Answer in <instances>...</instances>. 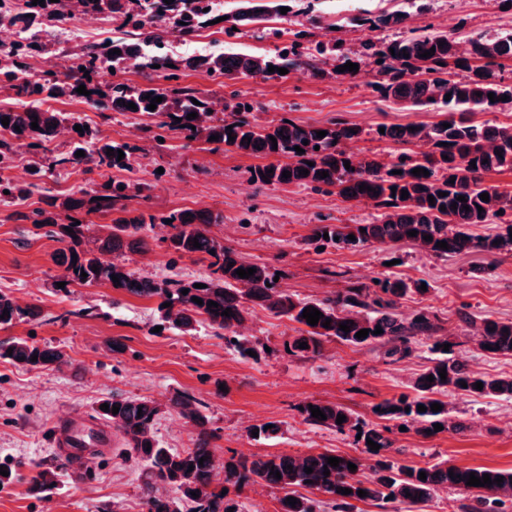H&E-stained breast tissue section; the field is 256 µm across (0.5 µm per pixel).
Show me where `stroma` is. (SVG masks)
<instances>
[{
	"mask_svg": "<svg viewBox=\"0 0 512 512\" xmlns=\"http://www.w3.org/2000/svg\"><path fill=\"white\" fill-rule=\"evenodd\" d=\"M288 13L272 14L234 34L223 25L201 29L198 41H210L245 53L273 55L300 41L340 38L348 51L367 41L390 42L425 25L462 38L478 32L512 30V10L498 0H288ZM408 11L406 24L373 29L370 17L383 11ZM180 85L203 92L213 101L230 103L232 93L251 101L249 121L257 126L287 118L307 124L336 120L358 127L353 151L360 154L399 152L378 139L382 124H431L444 117L443 108L406 107L382 98L366 77L314 79L302 73L288 79L243 77L226 82L206 72L184 71ZM47 108L79 117L112 139L138 137L141 119L112 113L75 98L47 101ZM141 141L142 153L121 179L145 184L133 207L161 216L174 210H210L224 217L209 234L250 262L278 272V286L296 299H322L359 285L374 288L386 277L404 280L408 292L396 303L405 318L421 310L435 315L437 337L411 340L408 356L396 359L381 344L354 346L324 343L320 354L290 353L286 345L298 336L287 318L254 308L242 332L262 352L260 360L240 356L224 346L207 324L184 333L163 326L159 298H143L107 286H73L58 290L60 268L51 260L56 239L32 224L16 220L17 207L0 203V291L37 317L0 329V341L33 338L35 343L64 349L69 363L62 369H29L0 359V463L9 464L11 482L0 487V512H144V466L116 436L111 454L60 474L54 488L29 490L39 466L56 458L53 443L58 423L77 415H95L101 399L120 395L163 405L157 436L163 447H192L197 431L170 405L177 394L194 397L218 459L253 454H304L330 451L360 458L362 479H373L372 456L352 431L339 432L306 423L298 408L319 400L346 407L371 426L385 421L374 405L409 392L411 380L431 365L435 338L447 339L451 357L479 375H512V356L482 351L458 320L465 311L475 318L512 319V254L491 256L468 251L446 257L427 255L413 244L368 245L355 250L318 248L308 241L318 224H367L377 213L368 200L347 201L333 192L303 186L262 185L251 172L260 158L215 149L181 134H170L165 148ZM99 175L94 169H68L43 177L40 190L24 201L23 210L41 207L44 194L65 197L89 189ZM166 233L155 225L147 233L150 249L130 253L133 270L155 278L192 281L208 277V260L173 258L160 242ZM426 291H419V284ZM121 352H114L113 343ZM452 416L468 430L425 438L414 429H393L391 456L422 466L442 459L462 467L512 470V399L476 397L460 391L444 397ZM276 422L277 434L259 438L252 427Z\"/></svg>",
	"mask_w": 512,
	"mask_h": 512,
	"instance_id": "stroma-1",
	"label": "stroma"
}]
</instances>
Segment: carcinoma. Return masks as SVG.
Here are the masks:
<instances>
[{
	"mask_svg": "<svg viewBox=\"0 0 512 512\" xmlns=\"http://www.w3.org/2000/svg\"><path fill=\"white\" fill-rule=\"evenodd\" d=\"M90 4L97 14H107L121 21V28H129L136 33V41L144 44L157 39L156 31L173 30L179 38H192L207 22L215 20V15L205 11L208 0H174L166 4L163 0H82ZM234 14L227 17L228 27L224 32H232V27H241L261 22L280 8L287 6L288 0H238ZM62 2L44 0V5H34L32 0L15 6L0 4V25H21L26 28L38 27L42 20L60 21ZM407 14L401 11L383 13L371 21L375 29L402 25ZM468 49L462 51L456 38L445 31H435L431 26L420 29V34L394 40L380 45L366 42L361 50L353 55L344 54L336 44L316 43L315 47L301 52L296 48L278 53L275 56L250 55L240 52H224L209 56L201 62L192 59L169 57L157 53L141 61L129 62L130 40L116 37L109 42L87 44L77 47L70 53L68 71L59 74L45 70L39 75L27 74V59L39 53L42 45L18 44L11 51L0 53V89L5 93H15L30 99V104L22 111L0 108V120L9 117V124H0V158L5 160L19 148L35 158L33 174L41 176L42 164L48 145L52 143L63 125L80 124L79 118L63 112L43 110L40 105L61 97L78 98L102 110L121 113H136L145 123L141 130L163 147V140L171 132H178L188 140L209 142L212 135L218 136L216 146L228 147L240 154L274 158V161L252 171L254 181L263 185H303L317 191L336 192L347 200L369 199L382 213L371 224H317L312 230L310 242L330 245L337 249H356L366 245H387L410 242L429 254L448 256L464 251H481L489 255L502 252L512 253V192L499 191L484 184V177L496 171L512 169V127L486 126L475 124L466 114L475 110L494 111L512 105V84L500 78L495 67L504 60L512 61V31L488 37L474 33L467 39ZM435 49L428 58L420 54ZM121 50V54L113 50ZM339 54L340 64L350 61L354 64L367 63L371 66V85L385 99L408 106L442 105L448 109V117L431 125L418 124L416 130L409 125L392 124L385 126L378 139L405 147L398 154H375L360 159L349 147V143L360 138L361 130L350 132V126L342 122L324 125L299 123L281 119L266 127H257L245 118L250 102L240 99L225 105L228 115L216 120L211 110L212 101L200 92L179 86L160 87L148 80L139 86H123L121 82H111L102 89L91 80L101 64L107 62L114 69L130 66L148 69L166 81L176 80L180 72L192 69L203 70L211 76L226 80H236L241 76L275 78L279 72H268L269 66L285 68L288 72H303L313 78H325L330 72L324 68L327 56ZM467 72V76L456 78V69ZM89 76H84V72ZM84 85L90 95H80L76 89ZM481 96H476V93ZM494 94L497 101H490L488 94ZM450 99H445V96ZM509 99L502 101L500 97ZM161 96L162 102L156 109H148L150 99ZM198 104H193V101ZM134 103L137 110L127 107ZM190 113L195 119H187ZM38 121L39 129L31 128V122ZM450 127L445 128L443 124ZM20 130H15V127ZM232 130H226V127ZM326 132L325 137H317V132ZM76 142L66 153L55 157L50 164L52 169L82 167L92 163L100 171L101 181L81 192L76 197L68 195L60 198L54 195L44 197V206L30 212H15L16 219L26 221L37 229H47L63 247L52 256V260L62 268L58 281L66 286L106 285L123 290L138 297H159L170 303L167 308H159L163 322L170 328L182 332L195 330L199 321H204L215 330L224 332V344L241 354L250 350V342L240 332L248 310L259 306L277 316L304 326L303 335L294 338L289 344L291 352L300 351L299 344L307 343L306 352L320 353L323 342L340 340L351 345L381 343L389 346L390 356H405L409 353V343L415 336H433L440 326L435 317L425 310L406 319L395 312V298L408 290V285L400 280L388 278L378 281L377 289L347 288L345 291L316 300L294 299L277 287L275 273L264 264L253 263L240 258L233 250L224 247L210 237L205 229L207 224H216L215 217L207 210L180 209L158 217L129 207V202L140 196L142 186L137 183L118 180L110 176L112 171H129L142 147L138 141H114L99 132L88 129L75 132ZM235 140L230 141L228 137ZM277 140V149H272V140ZM427 142L432 150L420 154L411 150L418 142ZM304 149L299 154L295 147ZM113 155H107V149ZM82 150L85 156L76 152ZM125 157L118 158V152ZM350 168H345V162ZM476 162L471 166L470 162ZM424 168L429 175L415 176L412 170ZM308 170V175L299 170ZM291 172V177H282V172ZM328 172V177H320V172ZM365 184L371 190L359 191ZM396 191H391V188ZM9 194H4V191ZM408 192V198H401V191ZM30 189L21 188L8 177L0 175V200L13 202L24 200ZM489 194V201L480 195ZM435 198L429 204L428 196ZM464 196L467 202L456 200ZM469 209H463V206ZM483 211H478V208ZM118 212L120 216L106 226V233L93 238L95 248L83 249L81 245L90 238L93 224L81 220L78 214ZM501 224V232L490 237H475L466 228L490 222ZM164 223L169 233L160 239L167 250L177 255L198 256L210 260L211 275L200 280L202 288L194 287V282L164 279L155 280L130 269L123 260L124 250L143 251L147 242L143 233L147 227ZM73 232H67V229ZM416 230L411 237L407 232ZM328 237H322V234ZM355 239H348V235ZM430 235L426 241L423 236ZM201 247H193V240ZM445 241L448 247L442 249L437 242ZM254 268L256 273L249 278H241L236 270ZM87 276H81V273ZM117 276L115 283L112 276ZM188 294H182V290ZM197 297L203 301L199 305L192 301ZM214 301L218 307H208ZM307 307L318 309L323 317L318 324L311 325L302 318ZM231 309V316L222 315ZM8 311L9 316L1 319L0 327L5 328L23 318H33L35 313L21 307L10 295L0 292V315ZM460 322L476 330L479 347L491 346L489 354H512V321L503 322L483 318L476 322L466 312L459 314ZM330 322L329 327L323 323ZM349 323L350 331L344 332L339 325ZM383 333H375L376 327ZM362 329L369 330L365 338H356ZM448 340L439 341L436 349L439 357L432 365L418 375L411 385L414 395L402 394L396 399L385 400L377 407L381 418L415 426L416 432L427 438L436 435L434 425L440 424L443 430L462 432L466 424L460 419L448 417V407L438 396L448 391L467 392L478 397L507 396L512 398V376L487 378L469 371L460 361L448 357L441 346ZM37 360H32V356ZM0 359L30 369H60L68 364L65 352L59 347L40 346L22 338L0 341ZM446 369V379H441L440 369ZM433 376L429 382L427 376ZM467 387H462L461 382ZM483 383V388L475 389V383ZM119 407V412L98 410V415L117 426L123 433L126 443L146 467L144 483L145 512H238L231 509L225 497L212 490L217 477H222L224 488L240 490L247 485H261L282 492L278 512H316V501L296 494L294 488L306 487L328 496L337 512H354L355 502L376 501L385 509L390 503L401 502L422 504L431 500L440 490L451 489L465 496L468 503L464 512H506L507 501H512V471L485 467H459L446 460L425 466L401 465L384 455L393 447L388 436L390 428L370 427L355 417L344 407L323 401L306 402L300 414L303 420L312 425L328 426L340 432L359 430L361 442L367 440L380 445V449L370 451L375 456L374 480L365 482L359 471L348 469V464L361 466L360 460L349 455L340 456L339 466L329 468L330 475H324L327 458L332 452L305 453L300 455L266 454L251 457L230 458L224 463L217 462L215 452L210 448L207 418L196 407L197 401L188 394H179L172 399L173 406L197 429V437L192 447L180 452L162 447L156 436V425L162 413L161 407L153 401L112 396L101 400ZM438 403L442 409L431 411V404ZM423 405L426 411L420 412L417 406ZM320 409L326 419L312 417L310 407ZM142 416H137V413ZM346 416L342 424H336L338 415ZM206 461L199 462L200 458ZM70 461L54 462L32 477L33 490L42 492L54 487L59 471ZM194 469H189V466ZM313 472L306 473V468ZM281 473L277 479L271 470ZM426 473V480L419 479V473ZM481 478H503L501 484L487 487L466 485L470 473ZM168 491L161 492L159 487ZM348 488L351 493L343 495L339 488ZM367 492L361 498L358 491ZM196 492L195 498L191 492ZM296 498L295 505L289 504Z\"/></svg>",
	"mask_w": 512,
	"mask_h": 512,
	"instance_id": "cac0c4a2",
	"label": "carcinoma"
}]
</instances>
